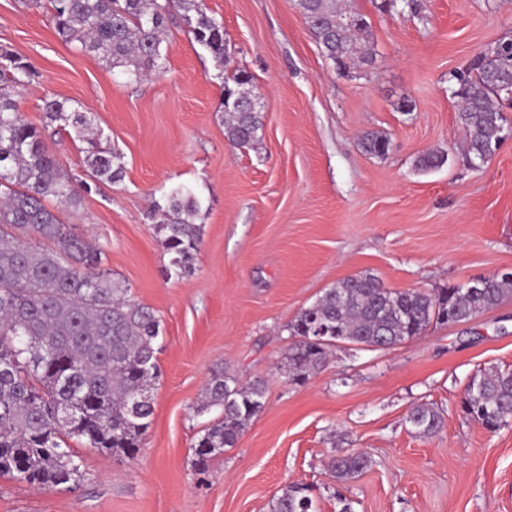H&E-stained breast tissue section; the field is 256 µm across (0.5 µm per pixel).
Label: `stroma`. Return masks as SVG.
Instances as JSON below:
<instances>
[{"mask_svg": "<svg viewBox=\"0 0 512 512\" xmlns=\"http://www.w3.org/2000/svg\"><path fill=\"white\" fill-rule=\"evenodd\" d=\"M224 25L235 66L262 95L255 147L224 136V80L180 14L167 21L162 71L127 81L63 41L44 9L0 0V47L38 76L20 96L59 164L79 176L85 143L45 126L42 100L75 101L124 155L121 182L102 183L63 215L107 251L108 266L163 328L152 425L137 455L74 444L83 476L41 490L0 476V512H269L281 488L308 485L317 512H512V423L490 432L461 400L480 370L512 369V298L470 322L434 325L381 350L340 345L305 383L282 362L286 327L336 282L362 273L390 289L434 292L512 270V136L480 167L461 145L453 72L512 37V0H339L363 15L375 52L337 68L314 41L296 0H204ZM391 141L365 153L361 135ZM442 152L445 164L417 161ZM198 190L201 243L192 269L168 277L154 205ZM268 386L263 412L207 473L192 446L209 423L195 415L214 370ZM444 415L432 437L406 418L415 403ZM373 463L350 482L327 468L334 451Z\"/></svg>", "mask_w": 512, "mask_h": 512, "instance_id": "1", "label": "stroma"}]
</instances>
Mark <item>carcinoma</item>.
I'll list each match as a JSON object with an SVG mask.
<instances>
[{"instance_id":"cac0c4a2","label":"carcinoma","mask_w":512,"mask_h":512,"mask_svg":"<svg viewBox=\"0 0 512 512\" xmlns=\"http://www.w3.org/2000/svg\"><path fill=\"white\" fill-rule=\"evenodd\" d=\"M50 14L62 40L76 42L131 81L163 68L166 21L176 8L194 15V40L224 72L231 61L223 24L207 15L203 0H30ZM310 33L328 59L339 66L367 62L374 48L354 33L367 31L362 16L346 15L336 0H297ZM38 77L35 67L8 49L0 50V475L42 488H58L82 477V460L69 448L75 440L110 456H134L152 423L149 395L160 374V320L149 307L130 298V288L107 267L104 249L69 232L55 201L76 211L91 184L123 178V156L98 147L100 133L87 112L54 96L43 100L47 123L73 131L89 144L85 178L66 172L46 146L42 132L21 112L19 92ZM460 100L457 121L465 148L475 161L490 159L507 130L497 108L501 89L512 86V59L495 64L476 56L452 74ZM250 76L236 69L227 78L220 108L224 134L234 146H252L262 127L261 112L245 108L241 94ZM361 145L380 156L389 140L375 131ZM202 198L179 185L168 206L152 218L171 255L168 275L179 277L199 251L195 223ZM30 234L50 246L24 241ZM512 295V277L492 276L481 287L458 286L439 292L384 287L370 274L351 276L325 289L301 309L288 330L285 373L302 384L327 361L336 342L399 345L433 324L460 323L495 308ZM267 383L241 384L224 372L208 380L195 407L218 411L192 447L194 465L208 471L213 458L236 445L242 432L265 407ZM463 412L495 432L512 419V370L488 369L470 378ZM407 422L419 435L442 429L443 414L420 402ZM372 464L363 452L340 453L328 466L336 478H355ZM270 512H316L311 490L290 483L270 504Z\"/></svg>"}]
</instances>
